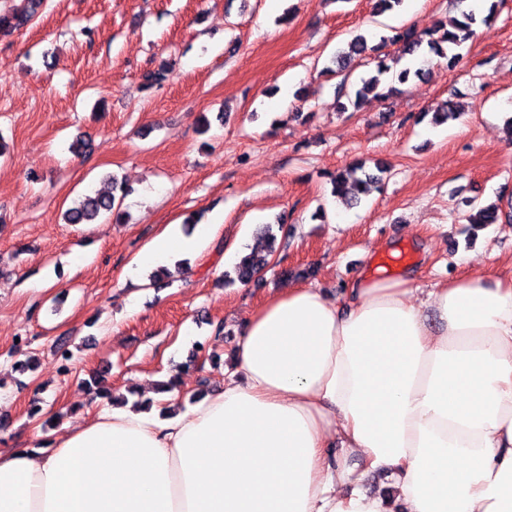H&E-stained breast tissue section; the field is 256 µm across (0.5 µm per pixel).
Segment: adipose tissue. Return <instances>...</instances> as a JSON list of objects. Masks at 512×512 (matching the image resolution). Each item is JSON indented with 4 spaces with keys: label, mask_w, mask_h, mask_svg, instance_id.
Instances as JSON below:
<instances>
[{
    "label": "adipose tissue",
    "mask_w": 512,
    "mask_h": 512,
    "mask_svg": "<svg viewBox=\"0 0 512 512\" xmlns=\"http://www.w3.org/2000/svg\"><path fill=\"white\" fill-rule=\"evenodd\" d=\"M169 227L135 264L203 252ZM220 388L187 382L0 449V512H512V285L289 286L243 320ZM387 474L395 500L365 493Z\"/></svg>",
    "instance_id": "obj_1"
}]
</instances>
